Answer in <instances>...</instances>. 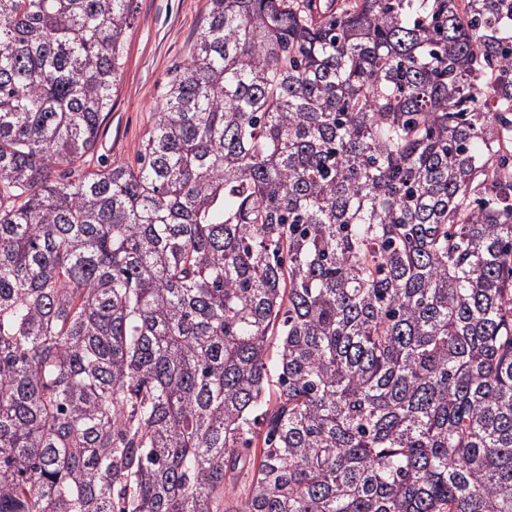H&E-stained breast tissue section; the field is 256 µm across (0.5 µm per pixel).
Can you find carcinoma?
I'll use <instances>...</instances> for the list:
<instances>
[{
    "label": "carcinoma",
    "mask_w": 512,
    "mask_h": 512,
    "mask_svg": "<svg viewBox=\"0 0 512 512\" xmlns=\"http://www.w3.org/2000/svg\"><path fill=\"white\" fill-rule=\"evenodd\" d=\"M133 0H0V512H512V0H210L90 169Z\"/></svg>",
    "instance_id": "obj_1"
}]
</instances>
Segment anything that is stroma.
<instances>
[{
    "label": "stroma",
    "instance_id": "stroma-1",
    "mask_svg": "<svg viewBox=\"0 0 512 512\" xmlns=\"http://www.w3.org/2000/svg\"><path fill=\"white\" fill-rule=\"evenodd\" d=\"M207 14L208 0H134L122 74L100 126L94 161L135 164L161 89L175 66L188 60Z\"/></svg>",
    "mask_w": 512,
    "mask_h": 512
}]
</instances>
